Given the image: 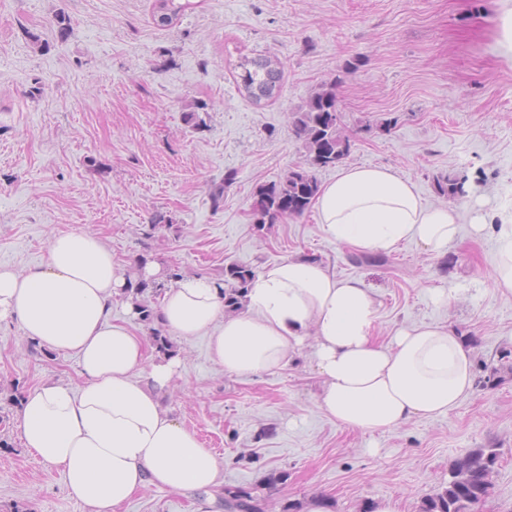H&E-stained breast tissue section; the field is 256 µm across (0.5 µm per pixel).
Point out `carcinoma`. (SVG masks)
<instances>
[{
    "label": "carcinoma",
    "instance_id": "1",
    "mask_svg": "<svg viewBox=\"0 0 512 512\" xmlns=\"http://www.w3.org/2000/svg\"><path fill=\"white\" fill-rule=\"evenodd\" d=\"M191 0H154L153 20L159 27L177 23ZM239 92L259 103L271 99L280 88L281 63L267 56L244 57ZM291 129L303 141L305 165H298L277 182L258 187L253 215L258 230L279 219L300 216L309 209L320 191V184L312 169L334 166L344 160L351 148L350 138L340 130V117L336 108L334 85H322L300 111L293 113ZM440 194L454 198L464 193L463 182L447 178L437 182ZM254 279L252 268L231 263L224 267V308L238 310L245 293ZM149 288L161 291L163 285L141 279L128 283L126 297L131 299L134 312L142 322L154 319L152 308L140 296ZM498 462V455L490 448H474L458 456L450 466V479L441 491L422 500L420 512H475L487 495L489 478ZM225 512H261L258 498L245 488H227L224 493Z\"/></svg>",
    "mask_w": 512,
    "mask_h": 512
}]
</instances>
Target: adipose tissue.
<instances>
[{
  "label": "adipose tissue",
  "instance_id": "adipose-tissue-1",
  "mask_svg": "<svg viewBox=\"0 0 512 512\" xmlns=\"http://www.w3.org/2000/svg\"><path fill=\"white\" fill-rule=\"evenodd\" d=\"M316 209L323 233L360 254L412 242L438 256L460 233L458 207L425 202L387 166L342 169L322 186ZM492 284L512 294L508 221L496 229ZM126 285L111 249L80 229L55 234L39 264L0 266V322L16 321L39 345L78 359L80 383L36 387L20 428L26 447L61 468L86 512H116L148 485L183 493L224 484L223 463L161 404L176 359L148 355L147 339L111 316ZM377 310L360 280L291 257L263 269L238 312L225 311L221 284L186 276L165 289L158 315L173 336L205 337L211 362L239 377L283 369L312 341L318 405L346 427L385 432L447 415L474 388L470 348L434 322L398 328L382 342Z\"/></svg>",
  "mask_w": 512,
  "mask_h": 512
}]
</instances>
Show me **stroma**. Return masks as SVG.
I'll return each instance as SVG.
<instances>
[{
	"mask_svg": "<svg viewBox=\"0 0 512 512\" xmlns=\"http://www.w3.org/2000/svg\"><path fill=\"white\" fill-rule=\"evenodd\" d=\"M153 3L0 0V264L34 265L54 233L73 229L100 237L130 275L146 261L219 281L233 262L258 273L306 256L375 293L382 341L417 322L453 324L473 349L472 393L446 416L391 431L351 429L320 410L308 345L284 369L238 377L211 363L205 339H174L178 368L162 401L223 462L225 486L256 490L262 512L312 496L329 512L386 500L419 512L473 448L498 454L478 512H512V295L489 279L492 230H470L474 216H512L500 0H195L165 28ZM258 55L278 58L283 79L256 104L238 90L237 64ZM353 59L359 69L345 72ZM331 82L346 164L392 167L431 204L446 201L437 180L465 178L454 200L462 234L441 257L405 243L384 263H358L313 207L257 230V188L305 159L291 114ZM198 101L207 108L197 126L185 113ZM158 214L165 223L152 225ZM435 288L456 289V300L435 304ZM79 379L75 356L0 322V512H86L60 468L25 446L8 400ZM272 469L288 479L268 492L260 484ZM205 497L151 486L119 512H195Z\"/></svg>",
	"mask_w": 512,
	"mask_h": 512,
	"instance_id": "1",
	"label": "stroma"
}]
</instances>
